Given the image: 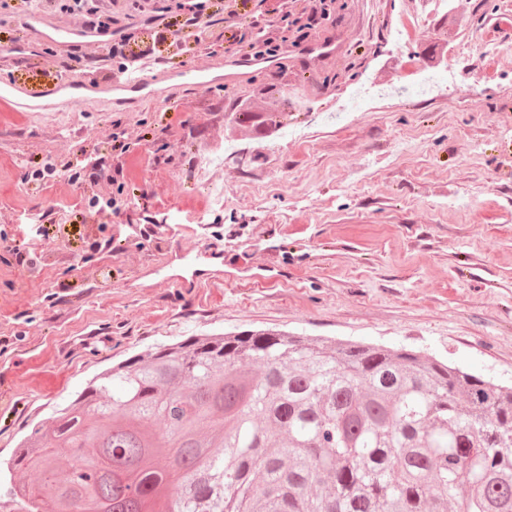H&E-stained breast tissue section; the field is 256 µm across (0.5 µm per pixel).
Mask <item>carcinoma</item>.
I'll return each mask as SVG.
<instances>
[{
    "instance_id": "carcinoma-1",
    "label": "carcinoma",
    "mask_w": 512,
    "mask_h": 512,
    "mask_svg": "<svg viewBox=\"0 0 512 512\" xmlns=\"http://www.w3.org/2000/svg\"><path fill=\"white\" fill-rule=\"evenodd\" d=\"M161 394L181 406L176 434L207 432L224 411V438L177 451V512H512V386L405 349L273 330L191 336L104 368L23 437L10 493L45 512L25 477L51 473L54 512H71L75 494L87 509L129 512L131 475L158 504L169 449L147 438ZM109 408L128 428L59 472L50 447H69ZM103 464L110 481L91 476Z\"/></svg>"
}]
</instances>
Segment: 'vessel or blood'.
<instances>
[{
	"mask_svg": "<svg viewBox=\"0 0 512 512\" xmlns=\"http://www.w3.org/2000/svg\"><path fill=\"white\" fill-rule=\"evenodd\" d=\"M29 27L44 42L59 48L71 45L72 31L51 27L40 17H33ZM264 57L252 59L208 58L159 72L154 79H144L138 73V60L128 57L123 79L93 81L84 76L69 79H34L19 76H0V106L14 112H44L50 109H71L88 103L105 105L130 104L152 99L164 110L172 102L175 90L192 86L208 92L220 86H236L247 77L248 68L263 65ZM181 225L168 226L167 234L173 243L168 260L160 266L142 270V277L152 285L167 284L186 291L209 286L224 278V248L208 243L185 244Z\"/></svg>",
	"mask_w": 512,
	"mask_h": 512,
	"instance_id": "b4317fda",
	"label": "vessel or blood"
}]
</instances>
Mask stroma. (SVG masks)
Wrapping results in <instances>:
<instances>
[{
	"instance_id": "35a3bbf8",
	"label": "stroma",
	"mask_w": 512,
	"mask_h": 512,
	"mask_svg": "<svg viewBox=\"0 0 512 512\" xmlns=\"http://www.w3.org/2000/svg\"><path fill=\"white\" fill-rule=\"evenodd\" d=\"M330 9L315 37L340 52L315 68L288 46L239 86L182 89L164 114L0 110V389L12 398L0 458L108 362L189 336L270 329L405 348L512 385V0ZM437 29L448 50L433 68ZM254 108L273 117L259 140L237 123ZM119 118L154 144L110 157L113 182L26 181L56 150L74 149L81 169V147ZM101 196L130 207L83 230ZM48 211L34 268L15 267ZM170 224L223 244L237 271L198 293L144 287ZM112 237L124 247L104 249ZM255 247L266 270L249 265Z\"/></svg>"
}]
</instances>
